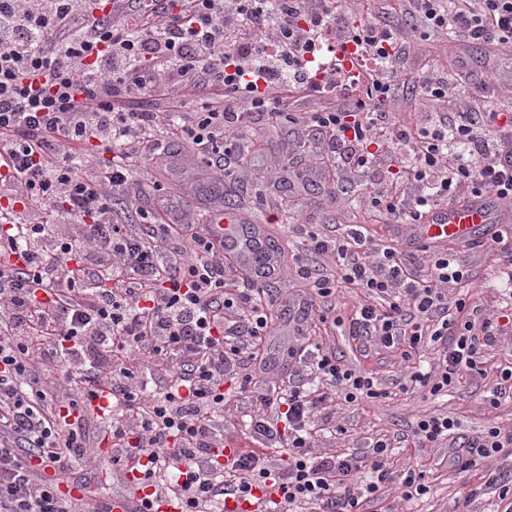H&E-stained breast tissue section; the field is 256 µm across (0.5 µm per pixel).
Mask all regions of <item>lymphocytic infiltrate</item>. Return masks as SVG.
Listing matches in <instances>:
<instances>
[{"label": "lymphocytic infiltrate", "mask_w": 512, "mask_h": 512, "mask_svg": "<svg viewBox=\"0 0 512 512\" xmlns=\"http://www.w3.org/2000/svg\"><path fill=\"white\" fill-rule=\"evenodd\" d=\"M398 6L400 24L366 16L363 0H0V512H74L62 476L81 456L77 419L105 390L112 462L140 474L139 512L169 500L209 512L226 492L263 512H359L378 499L387 439L359 455L314 450L320 408L381 395L372 373L328 350L311 361L318 388L303 381L260 397L278 414L250 427L284 451L282 463L241 450L214 466L224 378L249 384L243 369L271 331L264 291L225 295L224 242L195 231L179 200L146 234L115 219L112 198L135 202L130 159L163 127L206 149L217 177L233 178L232 149L261 113L324 135L337 172L377 171L369 206L404 223L489 193L512 204V120L502 121L494 97L462 94L458 67L423 69L413 122H394L387 109L407 39L423 31L460 48L485 40L512 49V0ZM164 88L190 99L148 108ZM313 96L340 105L289 111L288 99ZM167 238L181 246L162 261L154 242ZM313 243L337 258L334 274L311 275L317 296L341 284L365 296L351 335L405 359L434 350L433 371H412L401 392L436 394L481 372L503 327L477 318L451 253L429 249L418 274L400 243L369 261L345 240ZM452 288L460 297L449 299ZM133 355L154 373L133 380ZM37 360L80 378L76 396L50 413ZM511 457L512 430L492 424L449 460L469 469ZM267 488L275 497L257 499Z\"/></svg>", "instance_id": "1"}]
</instances>
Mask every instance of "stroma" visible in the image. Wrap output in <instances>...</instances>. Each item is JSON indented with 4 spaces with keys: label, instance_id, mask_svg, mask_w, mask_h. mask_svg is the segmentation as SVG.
Returning a JSON list of instances; mask_svg holds the SVG:
<instances>
[{
    "label": "stroma",
    "instance_id": "35a3bbf8",
    "mask_svg": "<svg viewBox=\"0 0 512 512\" xmlns=\"http://www.w3.org/2000/svg\"><path fill=\"white\" fill-rule=\"evenodd\" d=\"M251 147L240 161L236 182L213 178L202 156L179 140H168L163 154L145 147L134 157L138 173L139 202L128 208L123 197H115L112 207L119 223L146 228L152 219H163L162 197L181 194L186 202L189 221L204 224L211 214L233 215L244 229H258L276 245L290 244L285 264L278 278L266 283L269 299L280 319H287V301L303 288L302 276L307 268L319 266L334 272L332 256L317 255L311 246L310 233L341 235L347 225L362 220V196L367 177L358 176L346 182L320 180L319 191L284 181L271 185L276 172L288 169L298 159L301 140L317 144V136L303 137L292 124L269 125L257 119L248 134ZM457 259L468 272L474 285V298L483 314L493 315L502 296L505 272L512 268V246L493 239L471 241L459 249ZM335 352L350 367L372 372L388 393L387 398L373 403L337 406L331 423L325 424L318 436L316 450L333 453L367 448L373 439H391L394 446L391 478L374 502L364 503L363 512H504L499 499L500 487L512 482V465L501 463L492 483L480 478V467L461 470L448 460L447 448H414L410 442L420 415L444 411L460 423L459 433L478 435L488 421L504 429H512V399H503L491 407L487 396L495 379L477 373L465 375L462 382L449 388L445 397L435 399L424 391L399 392L395 382L403 373L399 350L369 342H359L335 333L329 336H291L278 330L265 338L262 355L270 371L254 374L246 388L234 383L224 385L232 399L224 410V439L241 448H266L269 457L277 459L281 450L267 448L264 438L250 431L251 416L263 414L258 395L268 385H288L305 377L303 362L309 359L315 345ZM85 456L74 463L68 480L84 482L97 488L101 497L112 498L125 491L124 474L115 471L107 484L97 482L101 469L111 465V440L104 424L93 411H85L82 420ZM424 470L431 494L422 500L406 503L398 496V483L407 468Z\"/></svg>",
    "mask_w": 512,
    "mask_h": 512
}]
</instances>
